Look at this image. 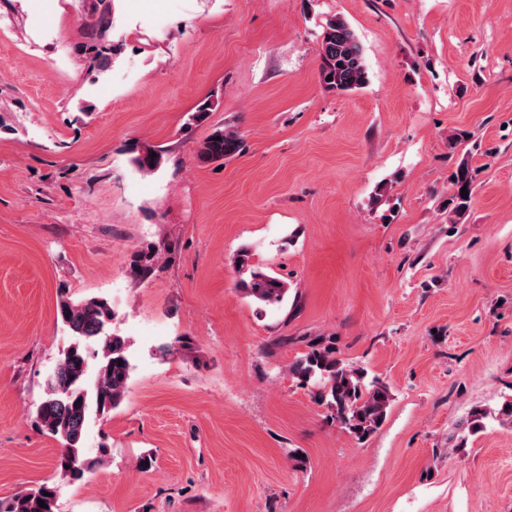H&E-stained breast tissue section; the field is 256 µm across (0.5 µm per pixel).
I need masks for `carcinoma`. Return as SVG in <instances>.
Here are the masks:
<instances>
[{
    "mask_svg": "<svg viewBox=\"0 0 512 512\" xmlns=\"http://www.w3.org/2000/svg\"><path fill=\"white\" fill-rule=\"evenodd\" d=\"M89 69L104 65L100 45L85 46ZM319 82L336 94H345L365 87L369 81L362 47L350 24L341 16H331L322 25L318 45ZM243 151L238 133L216 129L204 141L202 158L221 161ZM452 193L448 197V213L460 215L467 211L475 190L474 176L463 166L451 177ZM467 189L468 197L461 196ZM251 255L242 250L236 263L250 270L247 280L238 282L246 297L266 306L284 301L287 288L279 277L249 265ZM154 256L137 253L130 262V272L145 277L153 270ZM115 317L112 302L96 295L75 300L59 289L56 318L72 340L62 351L55 370L47 380L44 399L36 409L41 427L62 445L56 468L63 477L76 483L92 472L109 454L102 444L95 455L84 447L90 415L109 414L124 400L133 371L124 337L107 332ZM288 372L300 384L311 386L314 401L327 409L329 417L345 432L363 440L379 429L392 402L389 385L378 377L368 378L367 371L337 356L332 337L318 336L308 350L288 365ZM493 418L503 427L512 428V400L495 411L476 409L466 423L467 433L459 437L458 447L466 445L468 435L485 428V419ZM59 487L53 482L0 498V512H56ZM44 501L46 507L39 506Z\"/></svg>",
    "mask_w": 512,
    "mask_h": 512,
    "instance_id": "1",
    "label": "carcinoma"
}]
</instances>
